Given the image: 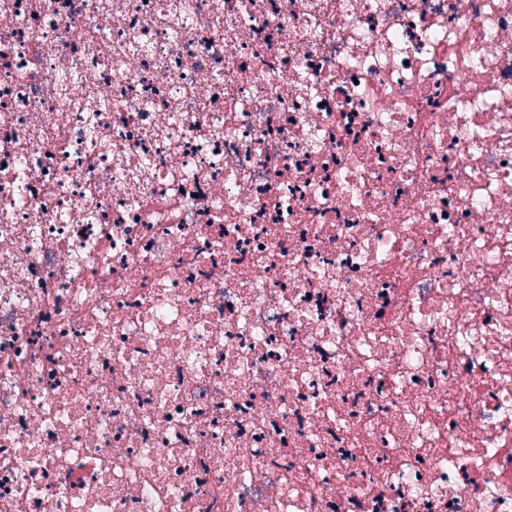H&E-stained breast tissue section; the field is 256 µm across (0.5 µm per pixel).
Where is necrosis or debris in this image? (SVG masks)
I'll list each match as a JSON object with an SVG mask.
<instances>
[{"instance_id": "necrosis-or-debris-1", "label": "necrosis or debris", "mask_w": 512, "mask_h": 512, "mask_svg": "<svg viewBox=\"0 0 512 512\" xmlns=\"http://www.w3.org/2000/svg\"><path fill=\"white\" fill-rule=\"evenodd\" d=\"M0 512H512V0H0Z\"/></svg>"}]
</instances>
